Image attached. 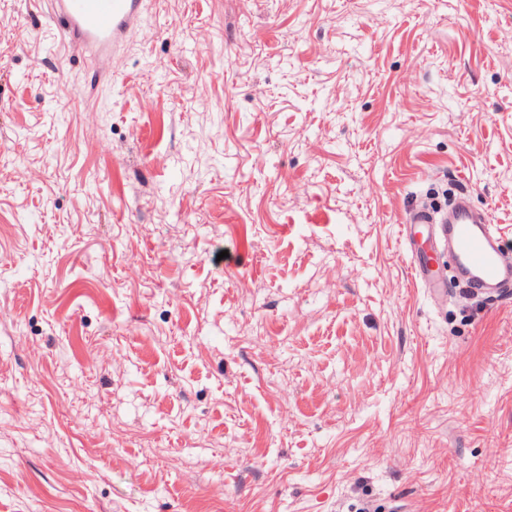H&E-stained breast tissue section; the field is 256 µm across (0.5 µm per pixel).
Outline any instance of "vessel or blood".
I'll use <instances>...</instances> for the list:
<instances>
[{
	"instance_id": "b4317fda",
	"label": "vessel or blood",
	"mask_w": 512,
	"mask_h": 512,
	"mask_svg": "<svg viewBox=\"0 0 512 512\" xmlns=\"http://www.w3.org/2000/svg\"><path fill=\"white\" fill-rule=\"evenodd\" d=\"M70 41L89 58L125 64L124 46L138 29L145 0H48ZM405 243L415 280L429 292L446 295L451 286L473 294H512V251L488 213L459 191L443 215L422 206L406 214Z\"/></svg>"
}]
</instances>
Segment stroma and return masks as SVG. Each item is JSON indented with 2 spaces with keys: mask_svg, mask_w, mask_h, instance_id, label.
<instances>
[{
  "mask_svg": "<svg viewBox=\"0 0 512 512\" xmlns=\"http://www.w3.org/2000/svg\"><path fill=\"white\" fill-rule=\"evenodd\" d=\"M0 512H512V0H146L121 72L0 0ZM403 223L412 275L423 288L439 296L446 295L447 288L454 285L473 294L510 295V251L489 214L474 209L466 190L458 192L440 218L416 205L406 213ZM441 245L448 249L454 265L453 281L437 263Z\"/></svg>",
  "mask_w": 512,
  "mask_h": 512,
  "instance_id": "1",
  "label": "stroma"
}]
</instances>
